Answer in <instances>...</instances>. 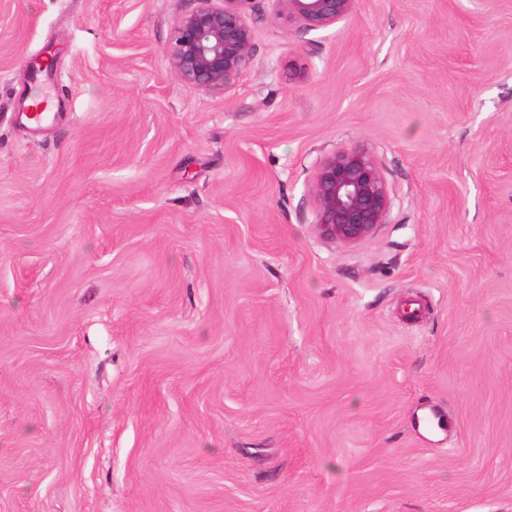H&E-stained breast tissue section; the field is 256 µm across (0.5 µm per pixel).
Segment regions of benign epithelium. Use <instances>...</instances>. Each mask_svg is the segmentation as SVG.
Listing matches in <instances>:
<instances>
[{
  "mask_svg": "<svg viewBox=\"0 0 512 512\" xmlns=\"http://www.w3.org/2000/svg\"><path fill=\"white\" fill-rule=\"evenodd\" d=\"M173 28L170 64L184 86L222 96L249 69L255 50L247 18L252 0H195ZM288 18L308 30L325 29L348 19L357 0H277ZM311 191L316 230L324 239L355 245L385 223L390 198L381 169L361 148L339 149L319 161Z\"/></svg>",
  "mask_w": 512,
  "mask_h": 512,
  "instance_id": "7a95c632",
  "label": "benign epithelium"
}]
</instances>
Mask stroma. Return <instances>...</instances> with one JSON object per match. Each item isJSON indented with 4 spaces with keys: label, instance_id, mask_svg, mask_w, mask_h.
Returning <instances> with one entry per match:
<instances>
[{
    "label": "stroma",
    "instance_id": "obj_1",
    "mask_svg": "<svg viewBox=\"0 0 512 512\" xmlns=\"http://www.w3.org/2000/svg\"><path fill=\"white\" fill-rule=\"evenodd\" d=\"M194 6L0 0V512H512V0H253L221 97ZM350 146L391 207L345 246ZM253 0H195L173 28L170 64L184 86L224 96L249 69L255 50L254 29L247 18ZM288 18L300 22L308 30L325 29L348 19L357 0H276ZM311 191L317 233L343 245L370 238L385 223L390 208L377 161L357 147L342 148L321 159L314 169Z\"/></svg>",
    "mask_w": 512,
    "mask_h": 512
}]
</instances>
